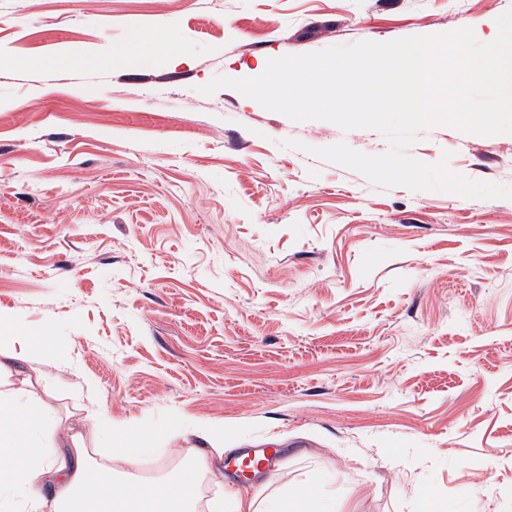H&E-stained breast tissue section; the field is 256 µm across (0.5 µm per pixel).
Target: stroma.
<instances>
[{
	"label": "stroma",
	"mask_w": 512,
	"mask_h": 512,
	"mask_svg": "<svg viewBox=\"0 0 512 512\" xmlns=\"http://www.w3.org/2000/svg\"><path fill=\"white\" fill-rule=\"evenodd\" d=\"M512 0H0V334L61 365L60 416L148 433L153 480L203 431L284 463L211 457L199 505L315 484L335 512H512V200L381 190L283 148L368 129L295 122L215 76L435 35ZM160 30L172 53L135 50ZM20 59L32 68L17 67ZM412 157L512 185V135L423 130ZM279 456V448H244L234 456V464L238 470L260 471L277 465Z\"/></svg>",
	"instance_id": "1"
}]
</instances>
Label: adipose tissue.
Masks as SVG:
<instances>
[{
  "label": "adipose tissue",
  "instance_id": "adipose-tissue-1",
  "mask_svg": "<svg viewBox=\"0 0 512 512\" xmlns=\"http://www.w3.org/2000/svg\"><path fill=\"white\" fill-rule=\"evenodd\" d=\"M15 342L0 336V493H7L10 512H196V476L211 470L207 453L161 483L129 482L149 453L144 433L106 418L72 433L49 404L13 386L18 364L28 363L39 380L47 363L16 352ZM100 434L121 469L91 460L87 444Z\"/></svg>",
  "mask_w": 512,
  "mask_h": 512
}]
</instances>
